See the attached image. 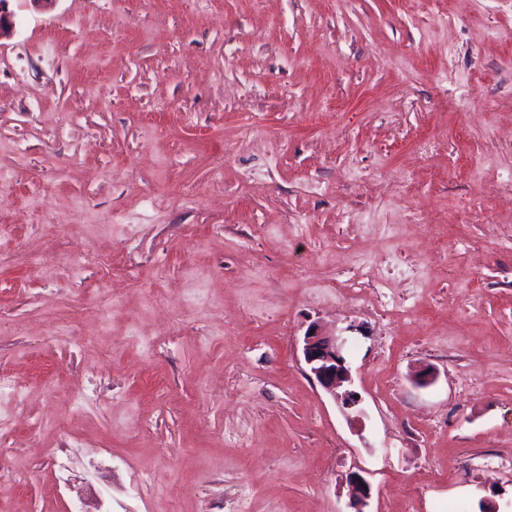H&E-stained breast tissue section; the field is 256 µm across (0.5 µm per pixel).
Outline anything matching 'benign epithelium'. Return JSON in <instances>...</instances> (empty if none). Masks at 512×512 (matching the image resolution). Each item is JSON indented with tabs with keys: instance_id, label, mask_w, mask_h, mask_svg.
<instances>
[{
	"instance_id": "benign-epithelium-1",
	"label": "benign epithelium",
	"mask_w": 512,
	"mask_h": 512,
	"mask_svg": "<svg viewBox=\"0 0 512 512\" xmlns=\"http://www.w3.org/2000/svg\"><path fill=\"white\" fill-rule=\"evenodd\" d=\"M344 344L343 337L326 334L312 325L303 336L302 355L309 376L349 409L356 407L360 398L356 391L350 389L352 374L343 355ZM347 481L351 491V508L354 512H364L372 494L370 482L357 472L350 473Z\"/></svg>"
}]
</instances>
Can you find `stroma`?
Returning <instances> with one entry per match:
<instances>
[{
	"mask_svg": "<svg viewBox=\"0 0 512 512\" xmlns=\"http://www.w3.org/2000/svg\"><path fill=\"white\" fill-rule=\"evenodd\" d=\"M8 9L0 512H512V0ZM344 344L343 336L326 334L312 325L303 336L302 355L311 379L349 409L356 407L360 398L356 391L349 388L353 381L351 369L343 355ZM347 481L351 491L350 506L354 509L352 512H366L364 507L367 506L372 494L370 482L357 472L350 473Z\"/></svg>",
	"mask_w": 512,
	"mask_h": 512,
	"instance_id": "stroma-1",
	"label": "stroma"
}]
</instances>
